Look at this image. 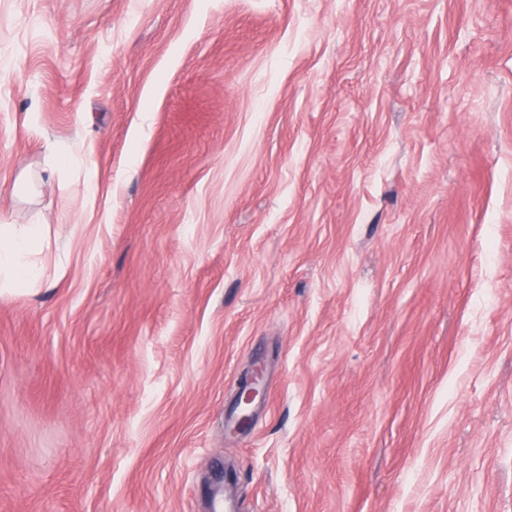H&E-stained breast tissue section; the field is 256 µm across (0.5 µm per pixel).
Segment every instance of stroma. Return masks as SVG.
<instances>
[{
	"mask_svg": "<svg viewBox=\"0 0 512 512\" xmlns=\"http://www.w3.org/2000/svg\"><path fill=\"white\" fill-rule=\"evenodd\" d=\"M0 219V512H512V0H0ZM42 242L37 224L0 225V298H11L29 288L41 278L33 257ZM262 394L260 376L258 373L252 376L250 382H246L240 388L238 406L240 409V422L247 424L252 419V404Z\"/></svg>",
	"mask_w": 512,
	"mask_h": 512,
	"instance_id": "obj_1",
	"label": "stroma"
}]
</instances>
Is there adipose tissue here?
Wrapping results in <instances>:
<instances>
[{
    "instance_id": "1",
    "label": "adipose tissue",
    "mask_w": 512,
    "mask_h": 512,
    "mask_svg": "<svg viewBox=\"0 0 512 512\" xmlns=\"http://www.w3.org/2000/svg\"><path fill=\"white\" fill-rule=\"evenodd\" d=\"M42 242L39 225H0V298L20 294L40 279L34 260Z\"/></svg>"
}]
</instances>
